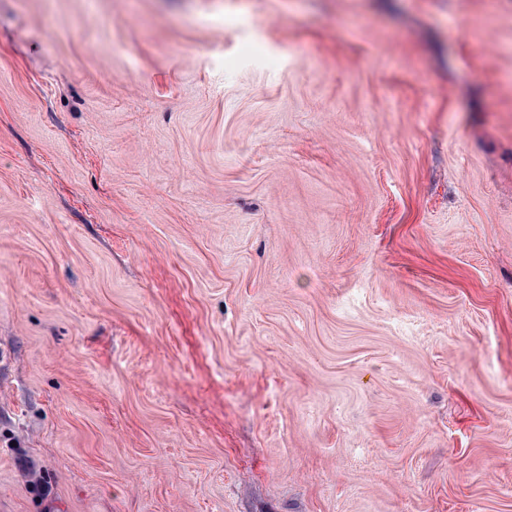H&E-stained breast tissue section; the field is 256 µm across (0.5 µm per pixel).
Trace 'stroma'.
<instances>
[{
  "mask_svg": "<svg viewBox=\"0 0 512 512\" xmlns=\"http://www.w3.org/2000/svg\"><path fill=\"white\" fill-rule=\"evenodd\" d=\"M0 512H512V0H0Z\"/></svg>",
  "mask_w": 512,
  "mask_h": 512,
  "instance_id": "obj_1",
  "label": "stroma"
}]
</instances>
